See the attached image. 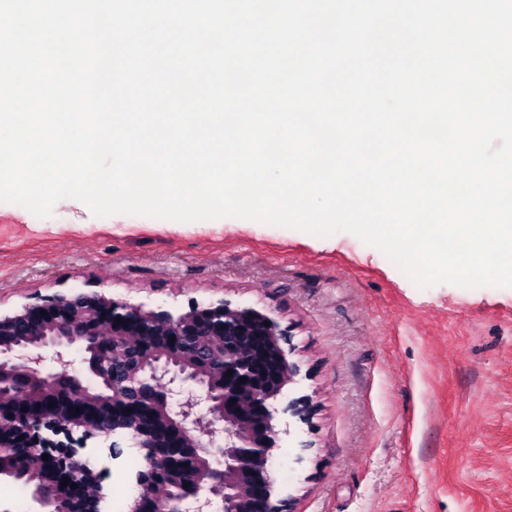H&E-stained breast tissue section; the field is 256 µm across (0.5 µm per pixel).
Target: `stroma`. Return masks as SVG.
<instances>
[{
  "label": "stroma",
  "instance_id": "stroma-1",
  "mask_svg": "<svg viewBox=\"0 0 512 512\" xmlns=\"http://www.w3.org/2000/svg\"><path fill=\"white\" fill-rule=\"evenodd\" d=\"M67 290L279 310L303 361L293 394L319 405L276 453L295 512H512V288L418 287L348 232L0 202V313ZM81 456L124 470L123 485L104 479L102 508L128 512L135 450L115 457L93 439Z\"/></svg>",
  "mask_w": 512,
  "mask_h": 512
}]
</instances>
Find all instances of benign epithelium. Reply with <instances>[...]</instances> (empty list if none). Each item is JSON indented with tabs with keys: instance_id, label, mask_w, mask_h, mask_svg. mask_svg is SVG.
I'll return each instance as SVG.
<instances>
[{
	"instance_id": "7a95c632",
	"label": "benign epithelium",
	"mask_w": 512,
	"mask_h": 512,
	"mask_svg": "<svg viewBox=\"0 0 512 512\" xmlns=\"http://www.w3.org/2000/svg\"><path fill=\"white\" fill-rule=\"evenodd\" d=\"M73 347L93 357L84 382L69 373ZM294 352L275 311L227 298L172 311L98 292L40 296L0 315V391L28 381L26 400H0V450L74 463L66 491L79 512H101L105 475L81 468L79 450L114 435L146 460L129 512H215V493L220 512H292L272 473L278 415L308 425L314 412L310 397L288 398L300 375ZM168 470L188 473L181 495L146 496ZM31 500L32 512H61L39 485Z\"/></svg>"
}]
</instances>
